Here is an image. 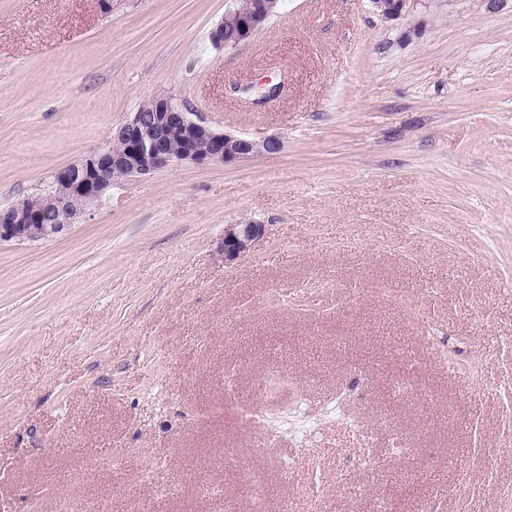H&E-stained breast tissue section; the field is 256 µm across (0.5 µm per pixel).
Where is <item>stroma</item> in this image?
<instances>
[{"instance_id": "1", "label": "stroma", "mask_w": 512, "mask_h": 512, "mask_svg": "<svg viewBox=\"0 0 512 512\" xmlns=\"http://www.w3.org/2000/svg\"><path fill=\"white\" fill-rule=\"evenodd\" d=\"M226 8L0 0V206L161 92L283 142L0 242V507L512 512V0ZM252 8L248 13H244L237 8V0H228L230 5L226 11L227 15L232 20H236L238 24V33L235 41L230 45L224 42V37H227L228 28L224 30V19L211 31L210 43L212 47L218 51L237 49L241 46L248 44L255 35L259 32V23L269 17L276 15L281 3L284 0H252ZM251 0H240L238 6L240 9H248ZM374 12L384 19L394 20L404 16L416 0H369ZM266 230L267 224L256 221L225 225L224 238L220 245L225 264L233 263L250 252L254 243L264 237Z\"/></svg>"}]
</instances>
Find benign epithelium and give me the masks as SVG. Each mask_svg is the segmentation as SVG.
Listing matches in <instances>:
<instances>
[{
    "instance_id": "7a95c632",
    "label": "benign epithelium",
    "mask_w": 512,
    "mask_h": 512,
    "mask_svg": "<svg viewBox=\"0 0 512 512\" xmlns=\"http://www.w3.org/2000/svg\"><path fill=\"white\" fill-rule=\"evenodd\" d=\"M227 15L238 24L232 44L224 42V23L210 33V43L218 51L237 49L248 44L259 32V23L277 13L283 0H253L251 11L237 8V0H228ZM374 12L394 20L404 16L417 0H369ZM178 129L189 145L174 151L170 147V131ZM112 140L121 149L101 147L81 160L58 169L45 197L25 199L19 204L0 209V241L19 243L53 238L74 223L81 210L73 207L101 205L112 187L123 181H140L155 171L182 162L198 165L233 164L262 153H277L283 142L277 136L255 140L219 131L206 120L191 117L188 105L172 95L157 93L151 105L140 106L115 131ZM267 225L256 221L224 225L220 249L224 263L230 264L250 252L254 243L264 237Z\"/></svg>"
}]
</instances>
